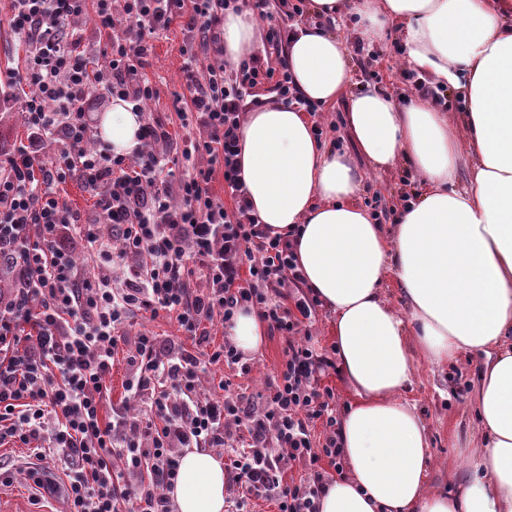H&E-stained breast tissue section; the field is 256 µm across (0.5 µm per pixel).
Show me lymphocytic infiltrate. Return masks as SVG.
Here are the masks:
<instances>
[{"label": "lymphocytic infiltrate", "instance_id": "obj_1", "mask_svg": "<svg viewBox=\"0 0 512 512\" xmlns=\"http://www.w3.org/2000/svg\"><path fill=\"white\" fill-rule=\"evenodd\" d=\"M248 5L270 15V0H13L12 29L27 47L24 74L0 72V108L17 111L20 129L0 148V265L12 275L0 295V441L39 439L54 420L53 447L75 459L69 512H172L180 448H222L237 489L227 512L263 499L277 512H318L331 470H342L336 401L325 379L336 363L299 337L311 301L296 296L302 278L284 238L252 214L238 174L239 129L247 105L267 88L303 104L287 71L258 55L224 64V15ZM99 39L84 41L88 13ZM184 18L189 42L213 50L189 55L187 92L174 107L184 137L179 154L167 125L147 116L156 87L143 75L158 31ZM29 87L17 95L18 83ZM132 105L139 145L113 153L86 117L93 91ZM205 167L181 172V162ZM222 172L234 202L226 209L210 183ZM89 196L80 210L62 202L60 184ZM111 225L102 239L96 225ZM95 245L99 264L80 267L74 234ZM129 261L124 287L114 264ZM203 272L205 288L193 285ZM250 309L285 335L284 364L257 397L221 383V395L195 388L196 357L181 344L139 336L127 358L129 390L149 395L145 424L100 413L123 325L134 311L166 314L197 342L215 317L231 322ZM322 442H314V431Z\"/></svg>", "mask_w": 512, "mask_h": 512}]
</instances>
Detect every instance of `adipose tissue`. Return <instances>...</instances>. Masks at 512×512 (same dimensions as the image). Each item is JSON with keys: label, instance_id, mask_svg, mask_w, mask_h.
Masks as SVG:
<instances>
[{"label": "adipose tissue", "instance_id": "1", "mask_svg": "<svg viewBox=\"0 0 512 512\" xmlns=\"http://www.w3.org/2000/svg\"><path fill=\"white\" fill-rule=\"evenodd\" d=\"M310 10L322 22L289 39L287 67L304 99L347 98L354 150L327 147L305 112L270 101L243 115L238 167L253 213L289 240L304 288L331 311L355 394L339 425L347 473L328 483L319 512H512V0H310ZM349 16L372 44L397 26L408 64L456 90L462 112L370 84L351 90L349 40L331 29ZM258 36L251 11L226 13L225 60L245 58ZM138 131L122 101L100 120L117 154L137 146ZM404 161L423 191L394 224L377 223L357 196L368 174ZM389 281L403 310L386 298ZM225 333L247 355L265 342L249 310ZM462 353L479 360L483 445L461 494L431 492L429 432L404 393L416 362L438 369ZM228 485L222 457L185 449L172 512H224Z\"/></svg>", "mask_w": 512, "mask_h": 512}]
</instances>
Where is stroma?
Segmentation results:
<instances>
[{"label":"stroma","instance_id":"35a3bbf8","mask_svg":"<svg viewBox=\"0 0 512 512\" xmlns=\"http://www.w3.org/2000/svg\"><path fill=\"white\" fill-rule=\"evenodd\" d=\"M187 43L184 20H174L170 27L154 38L155 53L145 70L146 76L156 82L159 95L149 105L153 117L169 123L173 133H180L178 118L173 110L175 95L184 91L182 65L183 49ZM375 58L353 54L354 84L375 82L398 100L417 97L421 76L406 62V51L400 40L388 36L376 48ZM346 101L339 100L320 105L313 118L321 125L322 138L339 151H352L353 144L345 127ZM422 189L414 169L406 163L381 175H369L358 195L361 205L378 215L395 219L399 211L414 201ZM126 345L120 346L115 365L106 380L108 388L103 399V415L113 409H125L132 420H141L150 413L147 397L133 396L125 383L128 367L125 357L138 334L158 335L160 340L184 342L205 366L198 371L197 388L201 394H218V383L223 380V364H207L208 346L184 341L175 320L135 312L125 328ZM285 339L280 334H267L263 350L251 356L247 373L235 376L233 382L249 395L261 391L266 378L276 372L282 361ZM478 361L467 354L438 369L417 364L412 386L405 391V399L415 402L421 412L432 440L431 461L427 484L431 490L459 491L467 471V458L476 441L473 400ZM64 458L60 452L50 451L38 458L32 446L12 440L0 445V494L13 500L24 512H67Z\"/></svg>","mask_w":512,"mask_h":512}]
</instances>
